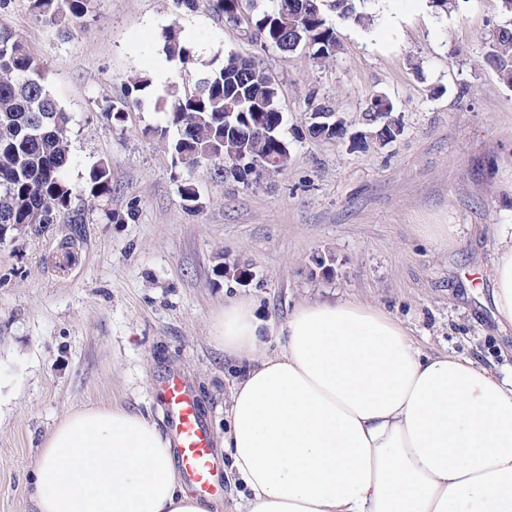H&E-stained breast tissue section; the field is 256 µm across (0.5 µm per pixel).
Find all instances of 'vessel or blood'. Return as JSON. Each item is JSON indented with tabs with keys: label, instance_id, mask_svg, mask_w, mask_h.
I'll return each instance as SVG.
<instances>
[{
	"label": "vessel or blood",
	"instance_id": "vessel-or-blood-1",
	"mask_svg": "<svg viewBox=\"0 0 512 512\" xmlns=\"http://www.w3.org/2000/svg\"><path fill=\"white\" fill-rule=\"evenodd\" d=\"M165 416L179 458L182 480L200 497L214 487L213 440L200 404L187 383L176 374L161 381Z\"/></svg>",
	"mask_w": 512,
	"mask_h": 512
}]
</instances>
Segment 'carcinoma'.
Here are the masks:
<instances>
[{
	"label": "carcinoma",
	"instance_id": "carcinoma-1",
	"mask_svg": "<svg viewBox=\"0 0 512 512\" xmlns=\"http://www.w3.org/2000/svg\"><path fill=\"white\" fill-rule=\"evenodd\" d=\"M504 24L497 26L484 55V62L496 69L499 79L512 86V0H498ZM212 12L236 26L260 50L272 46L284 52L299 48L313 63L324 65L336 55L334 22L367 26L371 16L357 11L354 0H275L270 11L253 17L248 10L254 0H208ZM32 15L42 24L61 33L84 18L91 0H29ZM335 13L330 17L328 12ZM163 51L173 61L185 64L190 49L178 27L163 33ZM146 80L130 76L120 100L99 105L100 112L115 125L125 113L142 103ZM278 86L269 77L259 54L229 53L213 62L183 91L171 86L161 99L166 128L158 130L166 138L176 164L190 171L202 164L213 168L215 177L244 186H257L288 168L290 152L282 133L283 116L275 109ZM394 106L383 109L374 97L362 117L363 129L382 143L398 139L399 119ZM71 116L49 90L44 67L27 51L11 30L0 28V238L4 231L22 229L39 210L43 222L54 224L67 219L82 224L93 210L108 222L136 221L139 209L132 202L122 214L112 215L107 202L112 198V173L108 163L93 165L85 187L77 190L67 179L70 166L69 125ZM274 153L280 162L255 174L249 181L236 173L232 164L244 157L260 161ZM182 207L194 211L197 190L186 179L178 186Z\"/></svg>",
	"mask_w": 512,
	"mask_h": 512
}]
</instances>
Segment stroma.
I'll return each instance as SVG.
<instances>
[{
  "label": "stroma",
  "mask_w": 512,
  "mask_h": 512,
  "mask_svg": "<svg viewBox=\"0 0 512 512\" xmlns=\"http://www.w3.org/2000/svg\"><path fill=\"white\" fill-rule=\"evenodd\" d=\"M363 6L373 23L338 25L340 49L325 66L301 50L262 52L279 86L288 168L246 188L199 167L188 175L194 212L151 133L164 123L158 98L228 53L251 54L239 28L206 0L192 11L175 0H92L85 26L66 37L36 22L28 0L0 10L71 115V184L105 161L112 211L139 206L128 224H41L0 241V512H35L40 449L72 410L112 404L164 427L156 380L169 372L189 383L222 444L230 385L246 366L211 338L231 299L251 301L273 332L300 303L356 300L426 350L512 375V329L469 289L489 286L492 228L512 221V88L483 61L498 0H462L445 14L428 0ZM174 24L191 50L185 64L163 51ZM131 75L148 82L143 105L116 128L98 105L120 99ZM379 93L404 128L397 141L301 136L308 97L354 131ZM240 265L248 277L235 276Z\"/></svg>",
  "instance_id": "1"
}]
</instances>
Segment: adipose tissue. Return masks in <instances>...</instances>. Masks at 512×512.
<instances>
[{
  "label": "adipose tissue",
  "mask_w": 512,
  "mask_h": 512,
  "mask_svg": "<svg viewBox=\"0 0 512 512\" xmlns=\"http://www.w3.org/2000/svg\"><path fill=\"white\" fill-rule=\"evenodd\" d=\"M490 299L512 326V223L493 228ZM244 300L212 325L255 359L234 381L224 452L243 512H512V380L416 347L382 309L298 305L280 353ZM37 512H211L182 483L169 439L108 404L65 415L33 475Z\"/></svg>",
  "instance_id": "adipose-tissue-1"
}]
</instances>
